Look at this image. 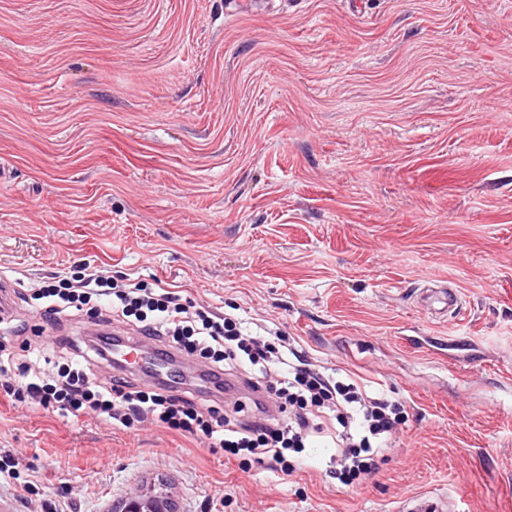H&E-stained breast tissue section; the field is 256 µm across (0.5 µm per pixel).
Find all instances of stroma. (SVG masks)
Returning a JSON list of instances; mask_svg holds the SVG:
<instances>
[{
  "label": "stroma",
  "mask_w": 512,
  "mask_h": 512,
  "mask_svg": "<svg viewBox=\"0 0 512 512\" xmlns=\"http://www.w3.org/2000/svg\"><path fill=\"white\" fill-rule=\"evenodd\" d=\"M0 0V279L77 262L279 327L402 401L379 471L289 476L16 406L0 454L61 512H512V0ZM458 288L457 316L423 310ZM421 301L424 307L431 309L435 304L443 305L439 310L448 308V314H455L460 307V295L452 286L442 290L428 289L421 295ZM172 500L167 495L155 494L152 489L143 488L126 497L121 509L113 512H166L171 508ZM402 512H462L457 501L448 494L409 498L401 508Z\"/></svg>",
  "instance_id": "35a3bbf8"
}]
</instances>
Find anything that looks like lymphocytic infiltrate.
<instances>
[{"instance_id":"lymphocytic-infiltrate-1","label":"lymphocytic infiltrate","mask_w":512,"mask_h":512,"mask_svg":"<svg viewBox=\"0 0 512 512\" xmlns=\"http://www.w3.org/2000/svg\"><path fill=\"white\" fill-rule=\"evenodd\" d=\"M33 298L47 322L84 314L96 323L121 318L181 358L205 363L216 389H223L224 376L244 372L258 393L251 404L235 403L228 415L193 391L173 394L163 380L147 386L122 373L102 377L111 338L89 347L70 343L65 361H43L41 341L25 339L24 325L0 328V388L47 413L72 420L92 415L128 430L149 422L287 476L298 466L291 453L320 443L332 449L330 472L346 487L378 472L405 419L404 405L383 389H368L353 376L338 379L282 331L247 328L241 318L195 306L162 283L119 284L106 269L84 264L76 274L35 288ZM13 336L22 337L21 352L5 346Z\"/></svg>"}]
</instances>
